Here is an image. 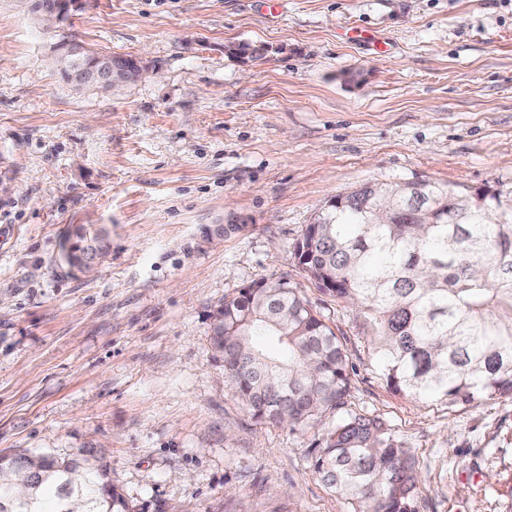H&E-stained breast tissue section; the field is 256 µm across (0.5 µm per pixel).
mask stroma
Here are the masks:
<instances>
[{"label":"stroma","mask_w":512,"mask_h":512,"mask_svg":"<svg viewBox=\"0 0 512 512\" xmlns=\"http://www.w3.org/2000/svg\"><path fill=\"white\" fill-rule=\"evenodd\" d=\"M277 3L90 0L48 25L0 0V453L91 451L134 512H346L307 458L320 429L254 422L211 343L224 299L285 279L342 342L350 408L411 448L420 512H512V397L394 393L293 251L366 183L512 194V0ZM64 39L143 76L75 85ZM71 224L110 231L93 272L60 258Z\"/></svg>","instance_id":"stroma-1"}]
</instances>
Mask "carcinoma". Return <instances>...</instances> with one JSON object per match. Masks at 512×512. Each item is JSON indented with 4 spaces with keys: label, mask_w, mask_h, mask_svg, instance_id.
<instances>
[{
    "label": "carcinoma",
    "mask_w": 512,
    "mask_h": 512,
    "mask_svg": "<svg viewBox=\"0 0 512 512\" xmlns=\"http://www.w3.org/2000/svg\"><path fill=\"white\" fill-rule=\"evenodd\" d=\"M55 45L61 73H90L103 55ZM392 213L420 224H378L353 191L329 202L294 245L320 289L358 308L394 392L448 408L512 395V197L410 182ZM105 229L67 230L61 256L79 270L107 248ZM214 314L224 377L261 424L312 428L331 415L308 458L348 512H419L412 450L383 422L349 408L348 357L335 333L286 280H260ZM30 495L33 508L22 507ZM0 512H131L107 465L81 451L0 455Z\"/></svg>",
    "instance_id": "obj_1"
}]
</instances>
